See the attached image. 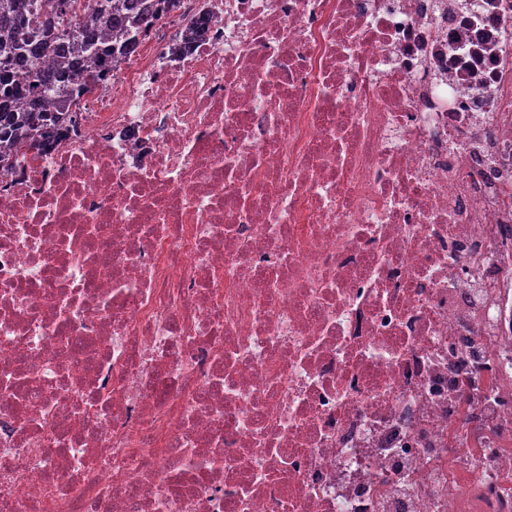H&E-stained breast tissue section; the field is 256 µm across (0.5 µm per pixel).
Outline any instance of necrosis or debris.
Masks as SVG:
<instances>
[{
    "label": "necrosis or debris",
    "mask_w": 512,
    "mask_h": 512,
    "mask_svg": "<svg viewBox=\"0 0 512 512\" xmlns=\"http://www.w3.org/2000/svg\"><path fill=\"white\" fill-rule=\"evenodd\" d=\"M152 39L0 169V512H512V0Z\"/></svg>",
    "instance_id": "4bbe7bcc"
}]
</instances>
